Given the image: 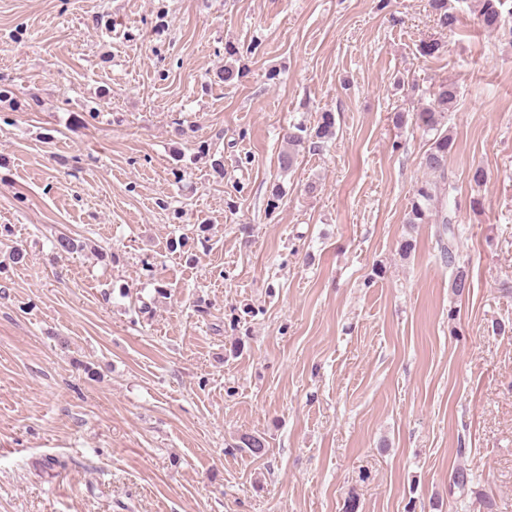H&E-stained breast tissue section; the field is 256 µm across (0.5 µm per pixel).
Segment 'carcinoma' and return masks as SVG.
<instances>
[{"instance_id": "cac0c4a2", "label": "carcinoma", "mask_w": 512, "mask_h": 512, "mask_svg": "<svg viewBox=\"0 0 512 512\" xmlns=\"http://www.w3.org/2000/svg\"><path fill=\"white\" fill-rule=\"evenodd\" d=\"M507 0H476L475 11L484 30L499 31L504 22L503 7ZM430 7L439 16L442 27L454 32L458 18L448 9V0H430ZM457 101L455 84L442 81L435 86L431 101L417 109L415 124L430 135L429 148L420 158V166L431 178L418 183L413 197L407 224H435L436 243L441 257L448 264L455 263V242L461 230L456 220V208L452 206L455 185L448 177V156L455 142L449 131L444 129L447 113L452 111ZM336 119L332 112H323L317 126L309 130L301 125L288 132V150L280 156V165L284 169L293 166L299 151L305 146L314 149L327 142L335 133ZM59 254L71 255L83 249V245L68 235L61 234L53 243Z\"/></svg>"}]
</instances>
